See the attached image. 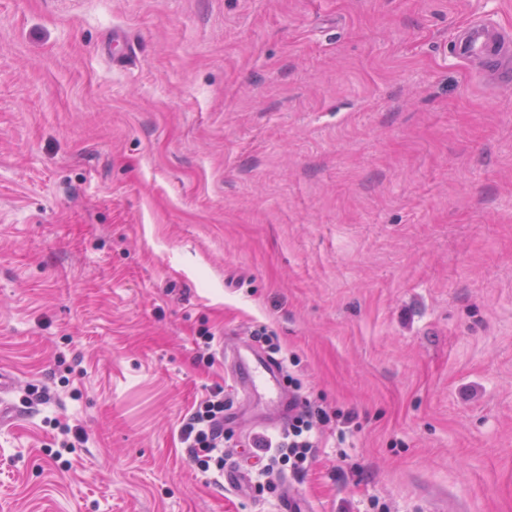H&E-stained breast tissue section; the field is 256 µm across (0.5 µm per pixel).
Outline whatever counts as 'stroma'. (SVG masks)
Instances as JSON below:
<instances>
[{"label":"stroma","mask_w":512,"mask_h":512,"mask_svg":"<svg viewBox=\"0 0 512 512\" xmlns=\"http://www.w3.org/2000/svg\"><path fill=\"white\" fill-rule=\"evenodd\" d=\"M477 17L512 0H0V512H512V82L455 54ZM262 330L329 420L256 498L267 408L205 339ZM219 386L232 485L179 436Z\"/></svg>","instance_id":"1"}]
</instances>
